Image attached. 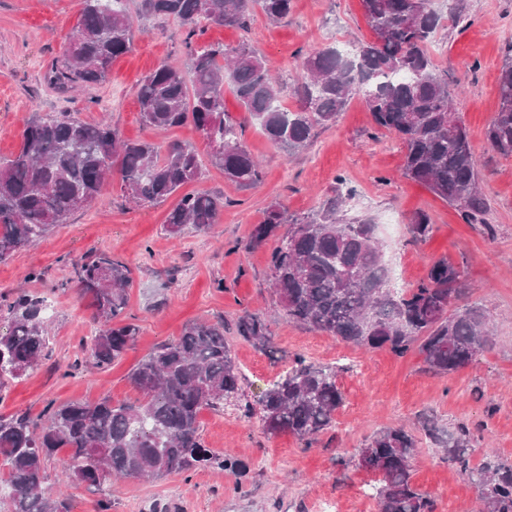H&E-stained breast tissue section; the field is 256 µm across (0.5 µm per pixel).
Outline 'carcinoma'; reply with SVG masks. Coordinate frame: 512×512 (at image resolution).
<instances>
[{
  "label": "carcinoma",
  "mask_w": 512,
  "mask_h": 512,
  "mask_svg": "<svg viewBox=\"0 0 512 512\" xmlns=\"http://www.w3.org/2000/svg\"><path fill=\"white\" fill-rule=\"evenodd\" d=\"M361 3L373 39L305 54L302 74L291 88L296 108L281 105L282 81L247 45L190 43L185 67L162 64L136 84L144 125L168 129L191 122L211 148V163L227 179L251 187L262 180V167L242 140L241 127L226 115V81L268 138L293 152L306 149L314 129L336 123L359 95L376 126L402 141L405 177L447 202L465 223H489L467 127L452 108L448 78L426 50L446 21L464 18L463 0H451L446 14L431 0L419 6L412 0ZM290 8L291 0H83L78 22L46 79L62 93L104 82L112 63L130 50L136 16L172 17L190 40L209 25L240 26L257 9L277 23ZM486 140L501 155L512 156L511 57L500 72L499 107ZM115 167L124 192L139 204L163 201L202 175L199 153L189 143L162 149L149 140H126L110 124L89 123L70 112L29 118L18 152L0 161V262L37 244L97 199ZM344 203L341 196L330 199L291 223L280 206L272 205L250 234L247 250L275 240L271 284L288 321L397 357L416 347L437 374L469 365L490 342L492 314L477 305L450 310L464 292L465 268L441 257L405 296L392 298L371 220L344 219ZM223 210L222 196L186 193L168 212L165 230L172 236L187 228L208 232ZM285 223L288 231L281 234ZM410 230L415 241L424 242L433 224L418 211ZM76 276L99 324L90 356L105 368L139 333L138 326L121 320L130 269L101 252L80 264ZM0 310L9 320L7 332L0 333L1 385L48 354L49 336L44 301L18 293ZM238 334L259 348L270 341L267 323L256 316H243ZM336 378V367L296 356L259 407L247 403L243 413L258 415L268 435L288 432L309 446L332 427L343 406ZM242 379L224 324L194 321L133 370L130 381L138 397L132 402L50 403L38 422L24 414L0 416V471L6 486L0 512H70L68 497L44 486V462L61 449L67 452L63 468L69 477L98 488L114 477L190 474L212 462L222 470L245 469L238 458L218 460L199 432L201 412L224 407ZM425 431L477 487L480 512H512V465L489 458L469 466L470 430L464 425L446 432L431 421ZM416 448L415 436L395 426L379 430L358 449L355 465L379 475V512H435V500L413 482Z\"/></svg>",
  "instance_id": "cac0c4a2"
}]
</instances>
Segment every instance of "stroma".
<instances>
[{
	"mask_svg": "<svg viewBox=\"0 0 512 512\" xmlns=\"http://www.w3.org/2000/svg\"><path fill=\"white\" fill-rule=\"evenodd\" d=\"M465 4V21L448 25L427 50L449 83L460 88L456 109L491 208L485 226L463 223L445 201L404 176L401 141L378 129L358 96L335 124L317 131L307 149L291 152L273 144L244 112L232 87H225L224 107L263 167L260 185L241 187L212 165L210 149L192 125L153 131L141 122L135 85L159 65L186 61V30L177 20H135L131 48L114 61L109 79L62 94L46 75L78 21L82 0H0V158L18 151L32 114L74 112L85 121L107 119L125 139H146L162 148L173 141L192 143L203 176L186 185V192L224 197L220 224L207 233L174 237L164 230L174 199L133 205L115 177L66 224L0 264V298L11 299L19 290L44 298L51 338L49 356L0 390V415L25 412L37 419L51 402L134 400L130 372L192 320L223 323L244 376L239 397L225 401L223 409L203 411L200 423L206 447L246 460L247 476L212 466L150 481H113L100 493L71 482L56 455L45 462L46 481L62 486L71 512H317L324 499L338 501L341 512H378L377 474L350 460L387 426L404 427L416 437L413 482L432 496L436 512H475L476 489L422 430L428 416L444 429H473L471 465L488 458L512 465V156L499 154L485 138L498 109L500 69L512 48V0ZM372 38L361 0H293L280 23H269L258 12L241 28L208 27L197 41L248 44L291 84L302 74L301 52ZM340 184L352 192L348 218L367 217L375 224L390 270L389 288L418 284L431 261L443 255L465 267L466 301L493 315L490 343L476 362L436 375L425 370L418 351L402 358L386 350L366 351L287 320L270 287L269 248L249 251L245 243L270 205L282 207L287 218L301 219ZM419 210L430 215L434 227L422 243L413 242L409 226ZM100 251L129 266L125 316L139 328L134 345L105 368L96 367L86 350L98 325L75 275L77 264ZM247 314L267 321L269 348L239 336L238 320ZM297 355L337 366L344 394L332 430L309 447L288 433L268 435L259 417H244L240 408L246 401L257 403ZM77 359L81 370L67 375Z\"/></svg>",
	"mask_w": 512,
	"mask_h": 512,
	"instance_id": "stroma-1",
	"label": "stroma"
}]
</instances>
